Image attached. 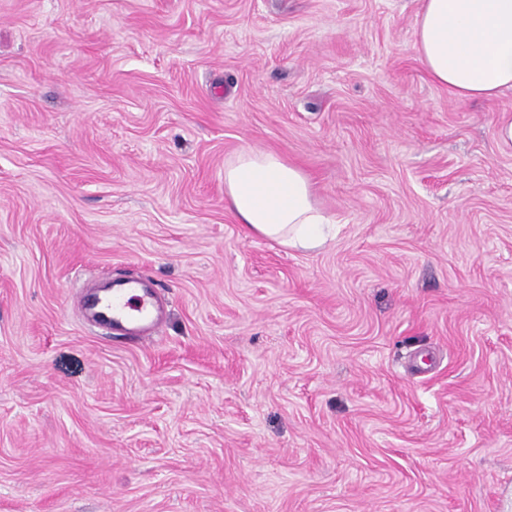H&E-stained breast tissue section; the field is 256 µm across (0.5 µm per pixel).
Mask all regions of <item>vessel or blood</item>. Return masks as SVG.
Instances as JSON below:
<instances>
[{"instance_id":"vessel-or-blood-1","label":"vessel or blood","mask_w":512,"mask_h":512,"mask_svg":"<svg viewBox=\"0 0 512 512\" xmlns=\"http://www.w3.org/2000/svg\"><path fill=\"white\" fill-rule=\"evenodd\" d=\"M74 303L93 322L123 335L149 336L163 323L158 291L137 279L105 281Z\"/></svg>"}]
</instances>
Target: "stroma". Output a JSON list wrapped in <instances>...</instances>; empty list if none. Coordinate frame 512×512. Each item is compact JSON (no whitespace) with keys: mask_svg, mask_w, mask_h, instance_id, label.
I'll return each instance as SVG.
<instances>
[{"mask_svg":"<svg viewBox=\"0 0 512 512\" xmlns=\"http://www.w3.org/2000/svg\"><path fill=\"white\" fill-rule=\"evenodd\" d=\"M420 0H0V512H512V90ZM279 152L336 224L247 234ZM170 302L114 337L72 299ZM414 48L459 100L498 97L512 90V0H421ZM224 204L252 235L287 249H320L334 230L309 176L273 151L242 149L224 163ZM137 279L108 280L76 296L74 304L93 322L123 335L150 336L164 322L159 292Z\"/></svg>","mask_w":512,"mask_h":512,"instance_id":"1","label":"stroma"}]
</instances>
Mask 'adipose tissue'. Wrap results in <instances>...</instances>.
I'll list each match as a JSON object with an SVG mask.
<instances>
[{
    "mask_svg": "<svg viewBox=\"0 0 512 512\" xmlns=\"http://www.w3.org/2000/svg\"><path fill=\"white\" fill-rule=\"evenodd\" d=\"M414 48L458 99L498 97L512 90V0H421ZM224 204L252 235L287 249H320L334 230L309 176L273 151L247 148L225 162Z\"/></svg>",
    "mask_w": 512,
    "mask_h": 512,
    "instance_id": "adipose-tissue-1",
    "label": "adipose tissue"
}]
</instances>
